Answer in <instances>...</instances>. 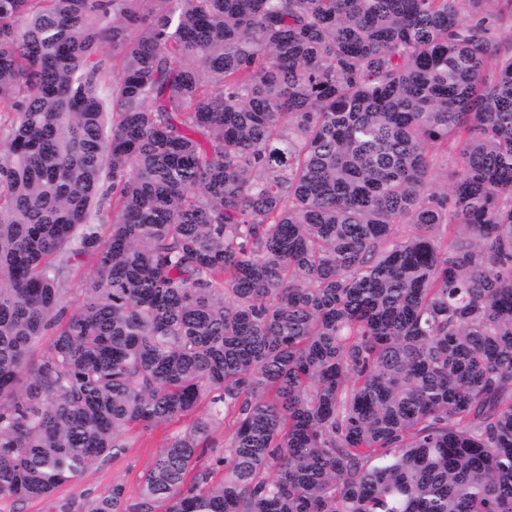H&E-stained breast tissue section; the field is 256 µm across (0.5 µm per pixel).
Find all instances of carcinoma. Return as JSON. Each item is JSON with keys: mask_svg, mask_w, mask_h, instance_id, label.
<instances>
[{"mask_svg": "<svg viewBox=\"0 0 512 512\" xmlns=\"http://www.w3.org/2000/svg\"><path fill=\"white\" fill-rule=\"evenodd\" d=\"M509 19L0 0V500L206 399L84 512H512Z\"/></svg>", "mask_w": 512, "mask_h": 512, "instance_id": "1", "label": "carcinoma"}]
</instances>
